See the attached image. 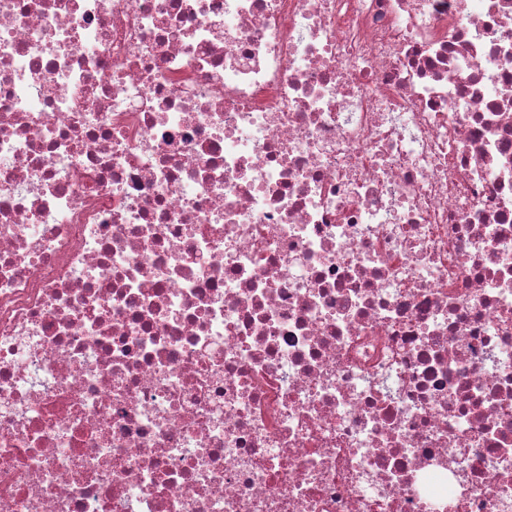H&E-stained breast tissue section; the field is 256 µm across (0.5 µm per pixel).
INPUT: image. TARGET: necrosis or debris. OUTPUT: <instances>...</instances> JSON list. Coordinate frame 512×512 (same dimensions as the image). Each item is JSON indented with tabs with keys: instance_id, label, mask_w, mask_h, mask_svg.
Listing matches in <instances>:
<instances>
[{
	"instance_id": "necrosis-or-debris-1",
	"label": "necrosis or debris",
	"mask_w": 512,
	"mask_h": 512,
	"mask_svg": "<svg viewBox=\"0 0 512 512\" xmlns=\"http://www.w3.org/2000/svg\"><path fill=\"white\" fill-rule=\"evenodd\" d=\"M0 512H512V0H0Z\"/></svg>"
}]
</instances>
